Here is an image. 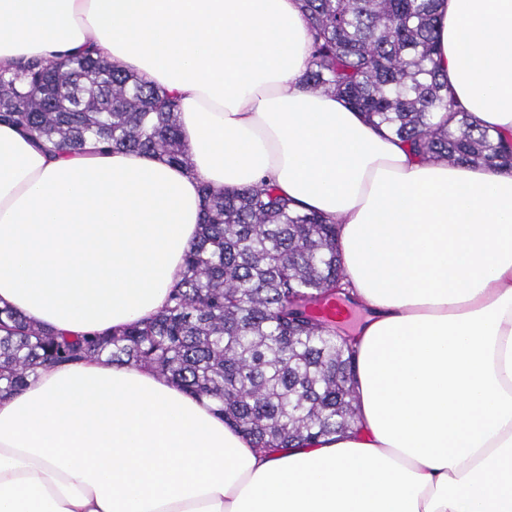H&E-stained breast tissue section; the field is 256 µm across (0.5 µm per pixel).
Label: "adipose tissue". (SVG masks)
Masks as SVG:
<instances>
[{
  "mask_svg": "<svg viewBox=\"0 0 512 512\" xmlns=\"http://www.w3.org/2000/svg\"><path fill=\"white\" fill-rule=\"evenodd\" d=\"M458 104L512 137V0H439ZM86 51L176 97L191 168L0 124V307L74 335L161 313L202 186L336 223L354 429L254 447L177 382L46 365L0 397V512H512V170L423 160L307 89L300 0H0V71Z\"/></svg>",
  "mask_w": 512,
  "mask_h": 512,
  "instance_id": "ef3b65f1",
  "label": "adipose tissue"
}]
</instances>
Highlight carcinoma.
<instances>
[{
	"mask_svg": "<svg viewBox=\"0 0 512 512\" xmlns=\"http://www.w3.org/2000/svg\"><path fill=\"white\" fill-rule=\"evenodd\" d=\"M301 2L314 31L307 88L343 96L416 157L512 169V143L450 100L435 59L438 0ZM178 112L173 96L119 62L32 59L0 72V120L70 152L91 137L187 167ZM202 192L204 232L153 320L72 338L0 309L1 395L44 364L104 357L209 399L257 448L285 451L355 424L356 338L321 316L350 300L335 224L267 185Z\"/></svg>",
	"mask_w": 512,
	"mask_h": 512,
	"instance_id": "carcinoma-1",
	"label": "carcinoma"
}]
</instances>
